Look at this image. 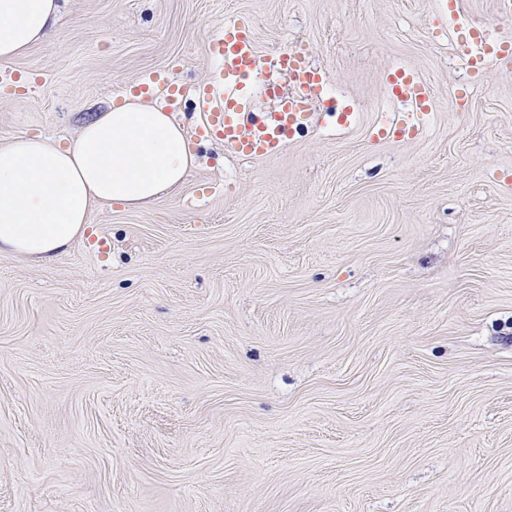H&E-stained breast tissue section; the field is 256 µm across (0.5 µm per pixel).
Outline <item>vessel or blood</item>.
I'll return each instance as SVG.
<instances>
[{"label": "vessel or blood", "mask_w": 512, "mask_h": 512, "mask_svg": "<svg viewBox=\"0 0 512 512\" xmlns=\"http://www.w3.org/2000/svg\"><path fill=\"white\" fill-rule=\"evenodd\" d=\"M438 16L448 26L456 28L455 51L472 72L496 70L512 61V46L487 40L481 29L462 22L451 0H443ZM209 54L214 74L194 90L200 112L197 135L220 140L228 153L263 160L279 155L289 140L308 129L311 104L326 92L325 76L312 70L308 63V47L295 46L281 53L279 65L289 73L294 91L283 98L277 84L267 83V94L280 99L278 108L272 112L251 109V87L258 75V53L245 21H225L209 42ZM390 86L398 98L410 104L411 110L376 123L373 127L375 136L418 135L434 110L430 86L407 69L397 71ZM124 91L151 98L168 112L178 111L183 98V91L175 81L161 73L144 74L126 85Z\"/></svg>", "instance_id": "b4317fda"}]
</instances>
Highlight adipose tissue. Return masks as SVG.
Returning <instances> with one entry per match:
<instances>
[{
	"label": "adipose tissue",
	"mask_w": 512,
	"mask_h": 512,
	"mask_svg": "<svg viewBox=\"0 0 512 512\" xmlns=\"http://www.w3.org/2000/svg\"><path fill=\"white\" fill-rule=\"evenodd\" d=\"M61 0H0V59L46 41ZM194 160L182 127L129 100L71 143L19 136L0 147V252L49 262L81 237L93 203L140 208L176 191Z\"/></svg>",
	"instance_id": "adipose-tissue-1"
}]
</instances>
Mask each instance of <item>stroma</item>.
I'll return each instance as SVG.
<instances>
[{
    "label": "stroma",
    "instance_id": "1",
    "mask_svg": "<svg viewBox=\"0 0 512 512\" xmlns=\"http://www.w3.org/2000/svg\"><path fill=\"white\" fill-rule=\"evenodd\" d=\"M493 41L497 0H456ZM438 0H63L11 67L0 146L67 143L141 74L184 90L195 156L149 205H92L44 264L0 253V512H512V72L472 73ZM259 77L312 49L348 122L276 157L196 137L226 19ZM436 108L409 139L373 126ZM390 86L398 98L410 104L412 111L379 121L373 127V134L376 138L389 134L398 137L418 135L434 110V95L430 86L418 74L407 69L397 71L391 77Z\"/></svg>",
    "mask_w": 512,
    "mask_h": 512
}]
</instances>
